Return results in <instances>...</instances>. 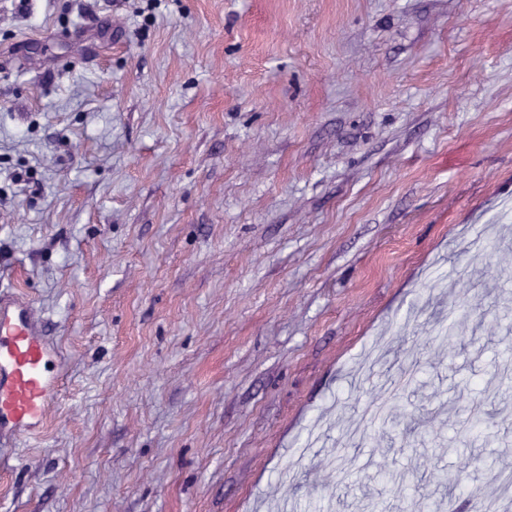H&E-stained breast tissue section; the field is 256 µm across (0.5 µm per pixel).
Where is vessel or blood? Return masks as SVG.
Instances as JSON below:
<instances>
[{"label": "vessel or blood", "instance_id": "1", "mask_svg": "<svg viewBox=\"0 0 512 512\" xmlns=\"http://www.w3.org/2000/svg\"><path fill=\"white\" fill-rule=\"evenodd\" d=\"M59 359L30 302L0 292V441L42 427L58 396Z\"/></svg>", "mask_w": 512, "mask_h": 512}]
</instances>
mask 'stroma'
I'll return each instance as SVG.
<instances>
[{
    "mask_svg": "<svg viewBox=\"0 0 512 512\" xmlns=\"http://www.w3.org/2000/svg\"><path fill=\"white\" fill-rule=\"evenodd\" d=\"M507 203L512 0H0V283L65 359L0 512L496 492ZM460 432L461 434L473 440L482 439L485 443L488 441L490 434L487 432V419L485 417L475 416L472 409L464 411L461 414Z\"/></svg>",
    "mask_w": 512,
    "mask_h": 512,
    "instance_id": "35a3bbf8",
    "label": "stroma"
}]
</instances>
